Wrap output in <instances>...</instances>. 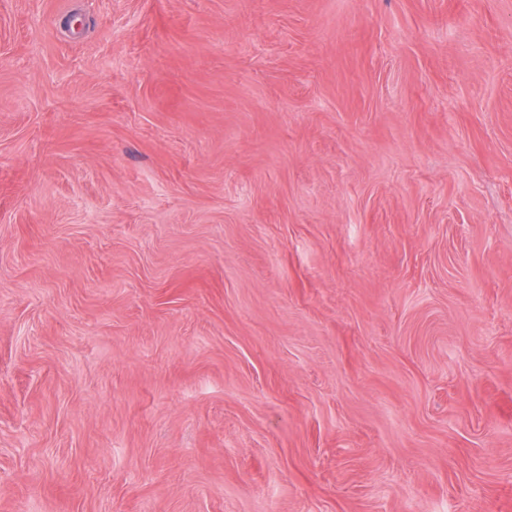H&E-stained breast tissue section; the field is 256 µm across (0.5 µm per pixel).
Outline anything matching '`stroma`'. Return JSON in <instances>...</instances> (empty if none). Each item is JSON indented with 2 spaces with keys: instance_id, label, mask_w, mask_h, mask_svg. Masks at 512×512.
I'll return each instance as SVG.
<instances>
[{
  "instance_id": "stroma-1",
  "label": "stroma",
  "mask_w": 512,
  "mask_h": 512,
  "mask_svg": "<svg viewBox=\"0 0 512 512\" xmlns=\"http://www.w3.org/2000/svg\"><path fill=\"white\" fill-rule=\"evenodd\" d=\"M0 512H512V0H0Z\"/></svg>"
}]
</instances>
